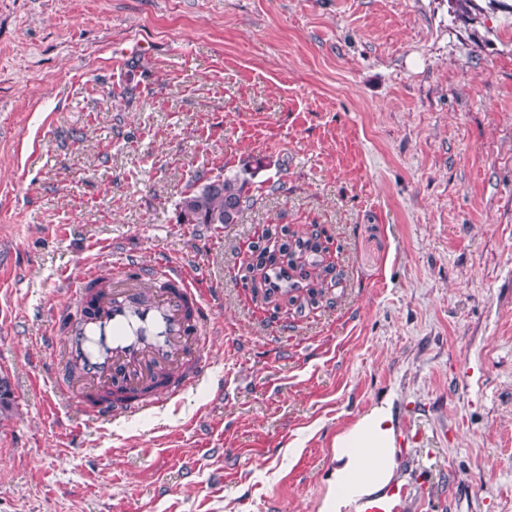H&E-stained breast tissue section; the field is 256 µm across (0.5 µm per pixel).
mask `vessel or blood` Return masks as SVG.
Instances as JSON below:
<instances>
[{
    "instance_id": "1",
    "label": "vessel or blood",
    "mask_w": 512,
    "mask_h": 512,
    "mask_svg": "<svg viewBox=\"0 0 512 512\" xmlns=\"http://www.w3.org/2000/svg\"><path fill=\"white\" fill-rule=\"evenodd\" d=\"M52 335L51 380L94 418L128 419L196 384L208 367L202 284L167 258L141 268L122 258L112 272L84 266L67 280Z\"/></svg>"
}]
</instances>
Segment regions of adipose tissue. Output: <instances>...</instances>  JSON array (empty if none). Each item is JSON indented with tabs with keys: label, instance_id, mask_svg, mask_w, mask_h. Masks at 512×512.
Masks as SVG:
<instances>
[{
	"label": "adipose tissue",
	"instance_id": "obj_1",
	"mask_svg": "<svg viewBox=\"0 0 512 512\" xmlns=\"http://www.w3.org/2000/svg\"><path fill=\"white\" fill-rule=\"evenodd\" d=\"M396 427L390 405L379 404L337 433L336 465L319 512H364L366 498L395 475Z\"/></svg>",
	"mask_w": 512,
	"mask_h": 512
}]
</instances>
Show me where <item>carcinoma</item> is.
I'll return each instance as SVG.
<instances>
[{
  "mask_svg": "<svg viewBox=\"0 0 512 512\" xmlns=\"http://www.w3.org/2000/svg\"><path fill=\"white\" fill-rule=\"evenodd\" d=\"M250 180L237 174L208 176L204 173L195 177V180L182 192L179 200V221L183 224H235L241 212L251 201ZM325 250L319 241V236L299 235L288 231V239L278 249L271 252L261 250L258 255L256 268L263 269L264 282H269L272 276L280 274L284 263H292L295 256H309L312 261L309 266L316 272L300 269L301 279L306 281L300 287L294 283L282 290V294L289 296L288 302L298 300L294 293L306 288L307 296L315 299L321 293L316 288V282L321 276L330 274V270L321 267L319 254Z\"/></svg>",
  "mask_w": 512,
  "mask_h": 512,
  "instance_id": "cac0c4a2",
  "label": "carcinoma"
}]
</instances>
